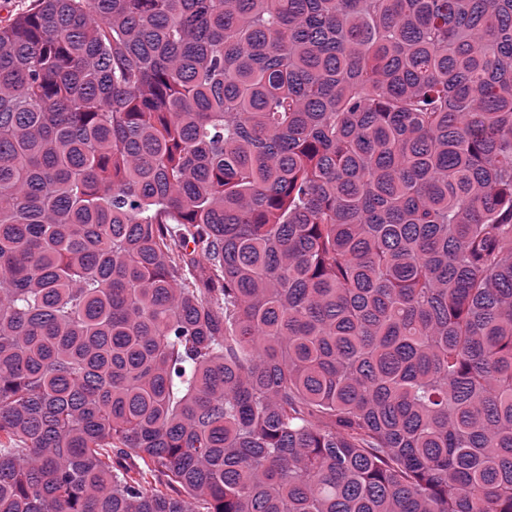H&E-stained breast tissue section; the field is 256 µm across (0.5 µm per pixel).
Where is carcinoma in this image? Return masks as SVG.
I'll list each match as a JSON object with an SVG mask.
<instances>
[{
  "instance_id": "1",
  "label": "carcinoma",
  "mask_w": 512,
  "mask_h": 512,
  "mask_svg": "<svg viewBox=\"0 0 512 512\" xmlns=\"http://www.w3.org/2000/svg\"><path fill=\"white\" fill-rule=\"evenodd\" d=\"M0 512H512V0L1 20Z\"/></svg>"
}]
</instances>
